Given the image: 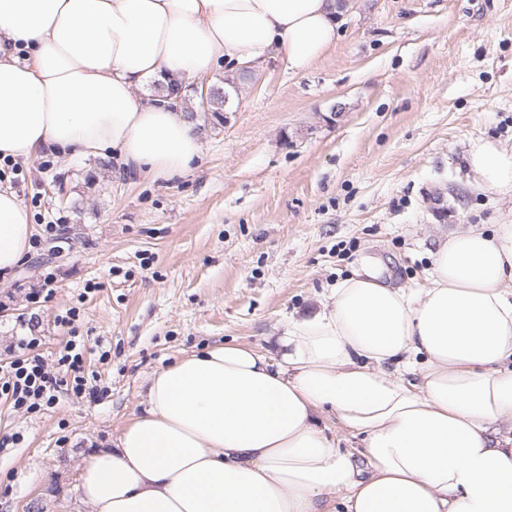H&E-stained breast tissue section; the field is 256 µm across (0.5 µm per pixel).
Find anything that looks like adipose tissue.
Masks as SVG:
<instances>
[{
  "label": "adipose tissue",
  "instance_id": "1",
  "mask_svg": "<svg viewBox=\"0 0 512 512\" xmlns=\"http://www.w3.org/2000/svg\"><path fill=\"white\" fill-rule=\"evenodd\" d=\"M338 0H0V160L112 153L125 174L191 172L183 109L144 99L220 65L308 70L336 43ZM476 186L512 194V149L475 140ZM32 217L0 188V273ZM280 361L244 344L182 354L147 407L89 455L92 512H512V224L470 226L432 254L423 293L356 272L292 322ZM335 416L361 447L338 449Z\"/></svg>",
  "mask_w": 512,
  "mask_h": 512
}]
</instances>
